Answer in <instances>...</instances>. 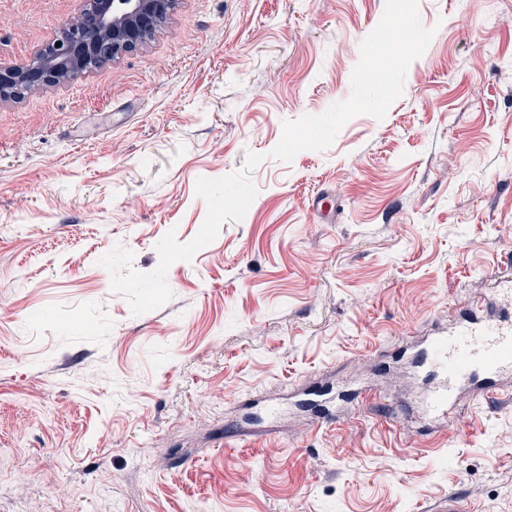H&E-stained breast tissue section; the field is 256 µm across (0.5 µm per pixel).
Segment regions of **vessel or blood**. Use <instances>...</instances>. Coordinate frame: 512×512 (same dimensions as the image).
Here are the masks:
<instances>
[{
    "instance_id": "b4317fda",
    "label": "vessel or blood",
    "mask_w": 512,
    "mask_h": 512,
    "mask_svg": "<svg viewBox=\"0 0 512 512\" xmlns=\"http://www.w3.org/2000/svg\"><path fill=\"white\" fill-rule=\"evenodd\" d=\"M402 36L400 20L377 30L371 39L381 50L397 48ZM506 297L492 288L459 307L454 322L425 337L417 363L439 383L425 406L435 415L452 418L463 391L485 396L496 378L512 372V317L503 313Z\"/></svg>"
}]
</instances>
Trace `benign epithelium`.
<instances>
[{"label": "benign epithelium", "instance_id": "benign-epithelium-1", "mask_svg": "<svg viewBox=\"0 0 512 512\" xmlns=\"http://www.w3.org/2000/svg\"><path fill=\"white\" fill-rule=\"evenodd\" d=\"M83 26L38 50L24 67H0V103L59 86L146 45L181 0H87Z\"/></svg>", "mask_w": 512, "mask_h": 512}]
</instances>
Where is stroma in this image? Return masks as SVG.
<instances>
[{
    "mask_svg": "<svg viewBox=\"0 0 512 512\" xmlns=\"http://www.w3.org/2000/svg\"><path fill=\"white\" fill-rule=\"evenodd\" d=\"M85 8L0 0V66ZM511 280L512 0H181L0 104V512H512V378L407 368ZM401 37V22L398 19H392L373 34L370 43L383 51H387L398 48V42Z\"/></svg>",
    "mask_w": 512,
    "mask_h": 512,
    "instance_id": "obj_1",
    "label": "stroma"
}]
</instances>
